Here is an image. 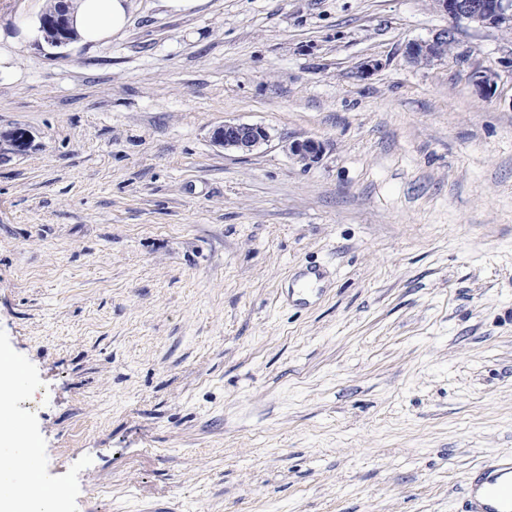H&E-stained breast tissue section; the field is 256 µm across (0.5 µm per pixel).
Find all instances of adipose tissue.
I'll return each instance as SVG.
<instances>
[{
  "label": "adipose tissue",
  "instance_id": "adipose-tissue-1",
  "mask_svg": "<svg viewBox=\"0 0 512 512\" xmlns=\"http://www.w3.org/2000/svg\"><path fill=\"white\" fill-rule=\"evenodd\" d=\"M67 16L80 43L97 44L126 29L133 0H66ZM39 16L9 28L0 25V79H11L14 63L28 45L43 41ZM24 373L13 352L0 346V512H61L57 489L41 482L37 444L11 420L9 396Z\"/></svg>",
  "mask_w": 512,
  "mask_h": 512
}]
</instances>
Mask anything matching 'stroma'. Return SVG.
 Here are the masks:
<instances>
[{
	"label": "stroma",
	"instance_id": "1",
	"mask_svg": "<svg viewBox=\"0 0 512 512\" xmlns=\"http://www.w3.org/2000/svg\"><path fill=\"white\" fill-rule=\"evenodd\" d=\"M18 69L0 345L63 512H462L512 452V32L434 0H135ZM227 121L270 138L224 150ZM448 43V30L437 33L432 40L414 41L408 44L406 55L409 61L416 65L429 64L434 59L445 56V48L451 46Z\"/></svg>",
	"mask_w": 512,
	"mask_h": 512
}]
</instances>
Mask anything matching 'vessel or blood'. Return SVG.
Listing matches in <instances>:
<instances>
[{
	"instance_id": "1",
	"label": "vessel or blood",
	"mask_w": 512,
	"mask_h": 512,
	"mask_svg": "<svg viewBox=\"0 0 512 512\" xmlns=\"http://www.w3.org/2000/svg\"><path fill=\"white\" fill-rule=\"evenodd\" d=\"M466 512H512V454L495 456L464 488Z\"/></svg>"
}]
</instances>
